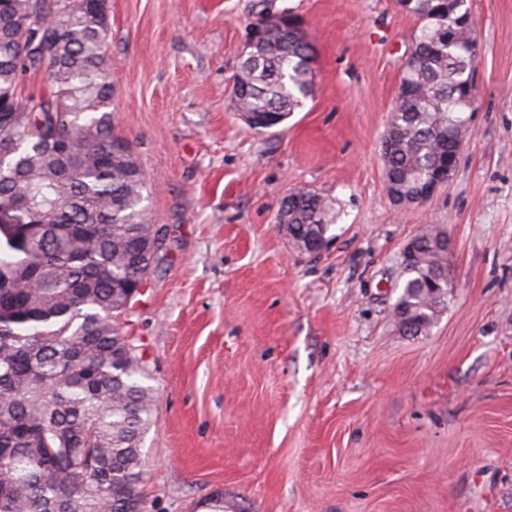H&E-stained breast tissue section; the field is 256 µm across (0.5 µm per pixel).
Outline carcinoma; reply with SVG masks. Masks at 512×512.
Instances as JSON below:
<instances>
[{"instance_id":"cac0c4a2","label":"carcinoma","mask_w":512,"mask_h":512,"mask_svg":"<svg viewBox=\"0 0 512 512\" xmlns=\"http://www.w3.org/2000/svg\"><path fill=\"white\" fill-rule=\"evenodd\" d=\"M0 0V512H145L142 448L156 419L154 388L134 337L117 318L128 290L155 259L147 183L131 144L115 131L108 76L110 26L99 0ZM468 0H411L425 60L402 71L385 172L413 184L448 145L464 140L457 91L475 63L448 39ZM306 45L283 27L274 45L244 57L232 91L242 108L289 117L313 95ZM45 71V94L22 95ZM295 235L332 236V201L307 189L281 202ZM416 237L420 260L393 307L400 329L429 332L451 283H434L448 255Z\"/></svg>"}]
</instances>
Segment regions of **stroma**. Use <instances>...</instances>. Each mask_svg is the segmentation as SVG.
<instances>
[{
	"mask_svg": "<svg viewBox=\"0 0 512 512\" xmlns=\"http://www.w3.org/2000/svg\"><path fill=\"white\" fill-rule=\"evenodd\" d=\"M470 133L425 205L385 189L381 137L417 32L397 0H108L117 131L166 247L118 323L156 396L148 512H512V0H469ZM315 47L314 95L249 128L233 76L260 15ZM336 202V240L299 252L292 189ZM448 231V306L392 321L402 248Z\"/></svg>",
	"mask_w": 512,
	"mask_h": 512,
	"instance_id": "1",
	"label": "stroma"
}]
</instances>
